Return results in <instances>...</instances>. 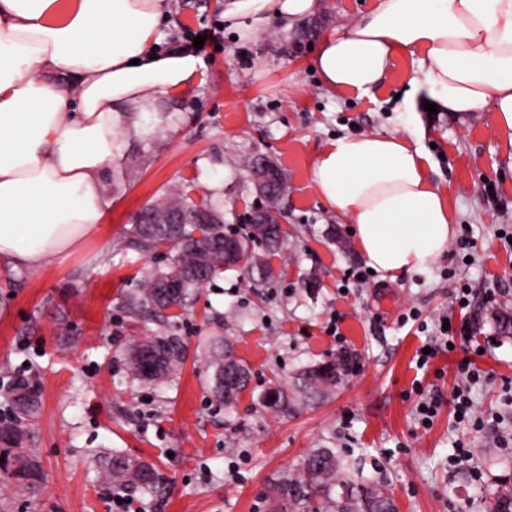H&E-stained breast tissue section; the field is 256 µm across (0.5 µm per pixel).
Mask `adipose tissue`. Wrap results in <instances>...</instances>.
<instances>
[{"label":"adipose tissue","mask_w":512,"mask_h":512,"mask_svg":"<svg viewBox=\"0 0 512 512\" xmlns=\"http://www.w3.org/2000/svg\"><path fill=\"white\" fill-rule=\"evenodd\" d=\"M318 0H224L238 30L292 23ZM167 0H0V265L39 272L105 230L107 170L158 95L200 81L202 57L159 49ZM449 112L490 109L512 156V0H375L323 36L309 60L331 92L364 94L397 58ZM428 156L398 133L337 138L314 158L321 199L351 224L358 252L396 275L439 258L455 213Z\"/></svg>","instance_id":"1"}]
</instances>
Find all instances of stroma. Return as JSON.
Segmentation results:
<instances>
[{
  "mask_svg": "<svg viewBox=\"0 0 512 512\" xmlns=\"http://www.w3.org/2000/svg\"><path fill=\"white\" fill-rule=\"evenodd\" d=\"M372 0H319L316 12L286 26L271 21L258 34L225 31L207 48L202 82L160 95L153 109L164 127L142 125L123 138L122 180L105 185L112 200L108 227L66 262L39 273L0 269V372L23 369L38 390L39 415L27 422V447L42 464L43 488L28 497L0 479V512H109L111 486L102 464L113 451L151 463L156 486L134 492V512H267L273 487L296 472L314 448H331L351 478H381L397 512H488L489 495L512 480V337L498 335L492 313L512 310V164L505 159L494 115L480 110L456 119L428 115L412 91L413 57L398 59L368 93L325 91L307 66L322 34L359 20ZM161 47L179 45L187 30L220 21L218 0H169ZM413 95L406 113L400 96ZM393 131L427 150L431 177L456 213L457 238H472L469 254L454 249L434 263L390 278L369 273L349 224L318 196L314 155L336 138ZM275 160L287 179L279 199L287 241L272 263L275 281L248 287L224 272L197 294L183 316L165 322L130 314L125 294L140 287L162 260L128 249L124 236L144 205L184 181L196 195L220 193L224 222L246 233L259 198L250 159ZM103 254L106 267L91 258ZM316 273L318 288L301 280ZM472 290L460 310L456 288ZM494 291L486 302V291ZM419 310L420 322H404ZM469 324L467 355L486 376L473 390L485 427L458 423L449 403L463 386L461 351L442 352L427 368L416 353L440 339L439 317ZM180 337L183 362L153 387L125 366L133 341ZM231 339L252 371L234 411L211 393L213 370L203 340ZM348 351L355 369L315 405L283 415L263 408L272 380ZM444 402L429 427L414 407L422 393ZM473 456L451 466L454 440Z\"/></svg>",
  "mask_w": 512,
  "mask_h": 512,
  "instance_id": "obj_1",
  "label": "stroma"
}]
</instances>
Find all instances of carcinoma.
<instances>
[{"instance_id":"1","label":"carcinoma","mask_w":512,"mask_h":512,"mask_svg":"<svg viewBox=\"0 0 512 512\" xmlns=\"http://www.w3.org/2000/svg\"><path fill=\"white\" fill-rule=\"evenodd\" d=\"M156 210L182 213L183 223H145L146 216ZM281 218L280 212L268 215L260 224L251 223L248 233L236 235L224 224L223 201L213 196L197 199L187 187H176L145 205L133 217L127 245L143 255H158L165 249L170 262L128 297L130 311H149L169 319V309L186 310L203 284L221 272L243 271L253 285L272 281L276 271L268 259L285 245ZM257 246L263 253L256 252ZM161 277L178 281V287L167 296L159 294ZM493 319L499 335H512L511 311L499 310ZM210 347L213 395L231 410L251 381L250 370L243 360L232 357L230 340H214ZM185 351L178 336H146L132 344L128 369L135 380L159 384L182 361ZM354 364L351 354L338 353L297 372L289 384L274 381L261 395V401L267 408L286 414L299 400L324 398L352 373ZM11 394L18 418L0 421V439L9 443L3 449L5 460L0 462V472L15 487L35 496L41 490V464L34 449L23 447L28 435L21 420L39 412V395L34 385L24 379L16 382ZM104 474L110 483L129 491H149L155 485L151 465L122 452L112 453L104 465ZM270 505L271 512H395L384 484L349 478L343 459L330 448L311 450L300 469L277 485ZM489 512H512L511 487L503 484L497 488Z\"/></svg>"}]
</instances>
